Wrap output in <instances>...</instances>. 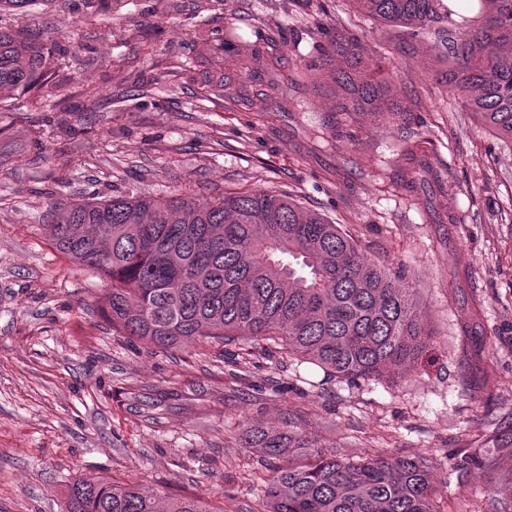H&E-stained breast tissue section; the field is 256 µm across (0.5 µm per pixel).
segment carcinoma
I'll list each match as a JSON object with an SVG mask.
<instances>
[{
    "instance_id": "obj_1",
    "label": "carcinoma",
    "mask_w": 512,
    "mask_h": 512,
    "mask_svg": "<svg viewBox=\"0 0 512 512\" xmlns=\"http://www.w3.org/2000/svg\"><path fill=\"white\" fill-rule=\"evenodd\" d=\"M349 2L383 24L390 41L432 36L424 66L480 128L512 146V0H469L471 16L444 0ZM280 44L281 31L266 32L237 55L235 69L273 66L294 89L317 84L319 65L290 68ZM368 51L354 34L329 37L326 61H340L330 71L336 111L373 115L386 104L397 119L411 99L393 76L371 74ZM47 56L20 31L0 30V91L37 88ZM233 70L214 69L209 84L231 86ZM45 230L67 259L110 282L104 305L112 330L150 349L262 341L298 367L355 381L411 367L427 348L405 269L368 258L342 225L283 193L243 190L205 204L186 193L56 202ZM236 446L261 448L273 460L260 489L265 512H436L422 458L343 459L288 421L270 431L246 423ZM481 448L512 451V424L466 458ZM62 497V512H215L197 497L163 496L144 483L75 478Z\"/></svg>"
}]
</instances>
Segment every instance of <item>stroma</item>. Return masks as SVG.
Masks as SVG:
<instances>
[{
    "mask_svg": "<svg viewBox=\"0 0 512 512\" xmlns=\"http://www.w3.org/2000/svg\"><path fill=\"white\" fill-rule=\"evenodd\" d=\"M243 41L278 28L291 66L317 61L328 34L364 37L373 62L418 97L403 128L389 114L342 115L275 70L239 73L216 94L198 52L215 29ZM54 51L40 90L0 92V512H61L64 481L147 482L219 512H264L259 448H236L242 419L292 418L319 445L357 458L428 461L439 512H489L512 496V464L486 449L512 415V147L484 133L422 59L427 44L380 40L348 0H32L0 11ZM260 90L252 105L241 95ZM243 188L290 194L342 224L370 257L400 264L418 288L428 349L410 371L313 387L258 347L157 351L112 332L108 285L54 249L57 200ZM456 275H449L450 265Z\"/></svg>",
    "mask_w": 512,
    "mask_h": 512,
    "instance_id": "obj_1",
    "label": "stroma"
}]
</instances>
